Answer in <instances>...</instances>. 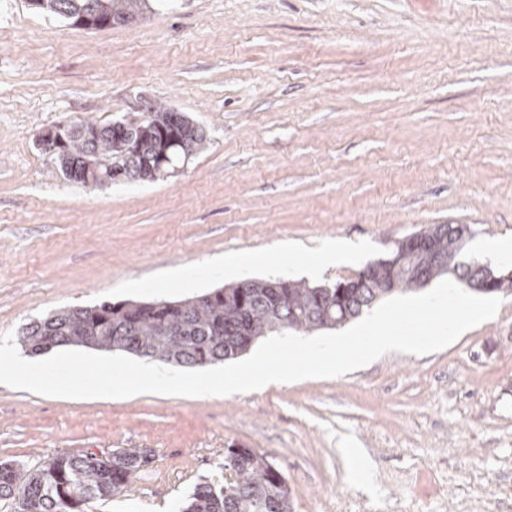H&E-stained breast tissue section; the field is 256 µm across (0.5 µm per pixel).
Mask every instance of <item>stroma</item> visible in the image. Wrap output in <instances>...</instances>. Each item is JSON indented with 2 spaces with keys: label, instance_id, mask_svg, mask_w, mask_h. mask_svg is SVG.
<instances>
[{
  "label": "stroma",
  "instance_id": "obj_1",
  "mask_svg": "<svg viewBox=\"0 0 512 512\" xmlns=\"http://www.w3.org/2000/svg\"><path fill=\"white\" fill-rule=\"evenodd\" d=\"M151 106L208 137L167 176L82 185L40 149L56 125ZM427 224L512 238V0H148L101 30L0 0V335L299 279L292 250L352 247L324 272L351 278ZM499 298L439 351L334 378L206 397L0 387V461L149 453L84 512H181L228 448L269 456L293 512H512V292ZM349 448L373 491L352 483Z\"/></svg>",
  "mask_w": 512,
  "mask_h": 512
}]
</instances>
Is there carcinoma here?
Segmentation results:
<instances>
[{
	"label": "carcinoma",
	"mask_w": 512,
	"mask_h": 512,
	"mask_svg": "<svg viewBox=\"0 0 512 512\" xmlns=\"http://www.w3.org/2000/svg\"><path fill=\"white\" fill-rule=\"evenodd\" d=\"M35 8L71 24L100 12L124 23L143 10L146 0H30ZM60 154L42 146L70 180L85 182V159H112L101 169V183L127 181L143 172L161 138L173 140L169 161L205 148L202 126L171 108L157 107L140 118L100 124L79 120ZM469 235L444 225L429 244L400 252L391 276L360 271L351 279L309 284L304 280L255 279L216 288L195 297L151 303L103 302L54 312L25 326L17 336L27 352L62 346L85 347L152 357L183 367L232 360L271 333H311L336 329L358 318L373 303L394 292L414 291L436 277L465 269L448 268V255L466 248ZM139 448L117 450L101 459L93 452L57 455L23 474L0 462V499L15 512H82L92 499L108 500L128 488L148 464ZM182 512H292L286 477L265 455L251 448L224 451V482L198 484Z\"/></svg>",
	"instance_id": "1"
}]
</instances>
